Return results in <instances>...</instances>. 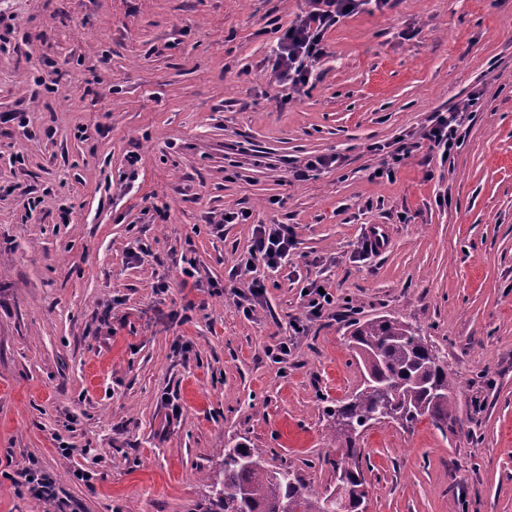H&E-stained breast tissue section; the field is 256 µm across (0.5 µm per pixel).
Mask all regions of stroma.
<instances>
[{"label": "stroma", "mask_w": 512, "mask_h": 512, "mask_svg": "<svg viewBox=\"0 0 512 512\" xmlns=\"http://www.w3.org/2000/svg\"><path fill=\"white\" fill-rule=\"evenodd\" d=\"M304 7L0 0V114L26 117L0 123V512H209L230 441L328 495L326 410L361 388L350 331L379 316L445 351L460 424L363 431L368 512H512V0L364 6L289 103L269 74ZM474 94L451 166L379 175ZM312 155L343 163L291 181ZM260 224L295 244L247 314L230 289ZM314 281L335 302L295 332ZM32 468L55 500L20 493Z\"/></svg>", "instance_id": "obj_1"}]
</instances>
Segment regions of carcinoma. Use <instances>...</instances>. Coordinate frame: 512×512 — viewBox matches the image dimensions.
Returning a JSON list of instances; mask_svg holds the SVG:
<instances>
[{"mask_svg":"<svg viewBox=\"0 0 512 512\" xmlns=\"http://www.w3.org/2000/svg\"><path fill=\"white\" fill-rule=\"evenodd\" d=\"M355 357L382 386H364L347 401L328 410L333 418L336 472L347 478L344 512H359L363 497L362 453L356 448L359 430L385 406L395 423L411 428L424 416L441 432L458 421L456 384L448 376V357L420 329L395 317H377L353 324ZM220 478L211 484V512H328L319 497L295 474L292 466L268 469L262 454L243 443L224 445Z\"/></svg>","mask_w":512,"mask_h":512,"instance_id":"cac0c4a2","label":"carcinoma"}]
</instances>
